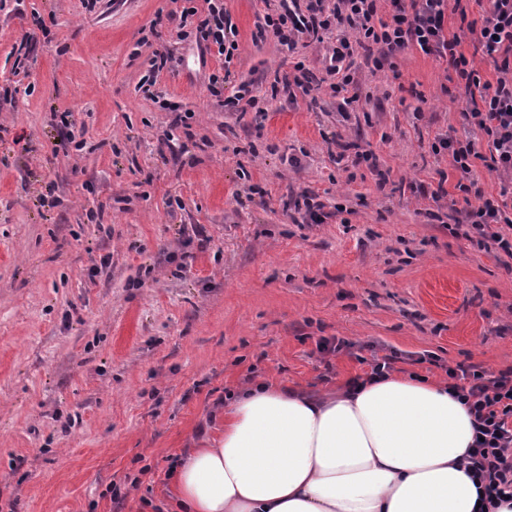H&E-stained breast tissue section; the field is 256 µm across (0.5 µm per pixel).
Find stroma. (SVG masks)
I'll return each mask as SVG.
<instances>
[{"label":"stroma","mask_w":512,"mask_h":512,"mask_svg":"<svg viewBox=\"0 0 512 512\" xmlns=\"http://www.w3.org/2000/svg\"><path fill=\"white\" fill-rule=\"evenodd\" d=\"M184 5L0 0V512H171V468L230 394L365 375L362 344L431 381L512 367V257L449 220L456 179L430 150L472 134L445 63L410 49L398 77L360 70L343 111L326 88L291 100L276 76L325 45L288 53L259 35L263 0H224L230 70L259 100L226 105L207 81L222 59L178 38ZM162 45L180 64L142 90ZM305 192L324 223L285 208ZM334 337L352 347L323 363Z\"/></svg>","instance_id":"1"}]
</instances>
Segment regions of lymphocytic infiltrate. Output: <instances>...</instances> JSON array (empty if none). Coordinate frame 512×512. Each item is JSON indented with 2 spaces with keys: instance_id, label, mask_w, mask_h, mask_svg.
Wrapping results in <instances>:
<instances>
[{
  "instance_id": "lymphocytic-infiltrate-1",
  "label": "lymphocytic infiltrate",
  "mask_w": 512,
  "mask_h": 512,
  "mask_svg": "<svg viewBox=\"0 0 512 512\" xmlns=\"http://www.w3.org/2000/svg\"><path fill=\"white\" fill-rule=\"evenodd\" d=\"M265 12L264 28L288 51L323 43L335 34L336 43L324 59L327 83L338 107L356 101L361 84L353 67L363 56L372 73L396 71L407 49L445 61L450 74L445 92L462 102L461 115L478 130L475 138L453 136L432 143L433 154H447L457 177L455 188L463 197L480 198L478 206L462 210L479 244L491 243L512 256V0H474L478 18H469L463 0H278ZM459 15L456 30H449L450 15ZM197 44L224 58L225 68L209 77L213 96H221L238 49L236 29L224 9V0H204L203 7H186ZM480 49V57L466 55L464 42ZM493 68L495 81L485 80L480 64ZM496 172L498 196H486L478 185L479 168ZM448 388L467 406L472 419V450L465 469L477 487L482 512H494L512 499V367L491 370L478 364L445 366Z\"/></svg>"
}]
</instances>
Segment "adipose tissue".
<instances>
[{"mask_svg": "<svg viewBox=\"0 0 512 512\" xmlns=\"http://www.w3.org/2000/svg\"><path fill=\"white\" fill-rule=\"evenodd\" d=\"M471 417L444 382L391 372L309 393L256 381L176 470L179 512H480Z\"/></svg>", "mask_w": 512, "mask_h": 512, "instance_id": "ef3b65f1", "label": "adipose tissue"}]
</instances>
